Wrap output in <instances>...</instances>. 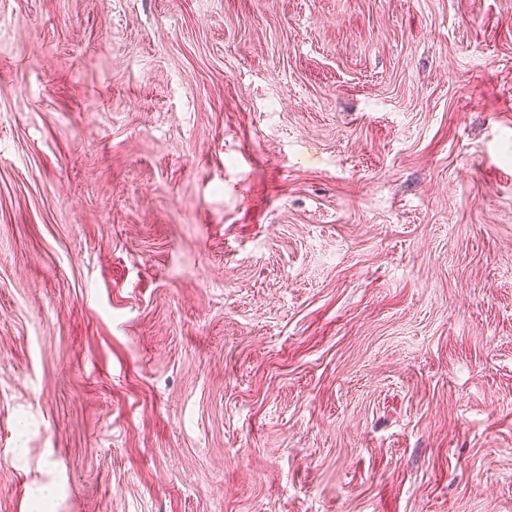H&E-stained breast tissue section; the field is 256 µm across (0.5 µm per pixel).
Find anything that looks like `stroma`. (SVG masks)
<instances>
[{
    "label": "stroma",
    "instance_id": "1",
    "mask_svg": "<svg viewBox=\"0 0 512 512\" xmlns=\"http://www.w3.org/2000/svg\"><path fill=\"white\" fill-rule=\"evenodd\" d=\"M0 512H512V0H0Z\"/></svg>",
    "mask_w": 512,
    "mask_h": 512
}]
</instances>
